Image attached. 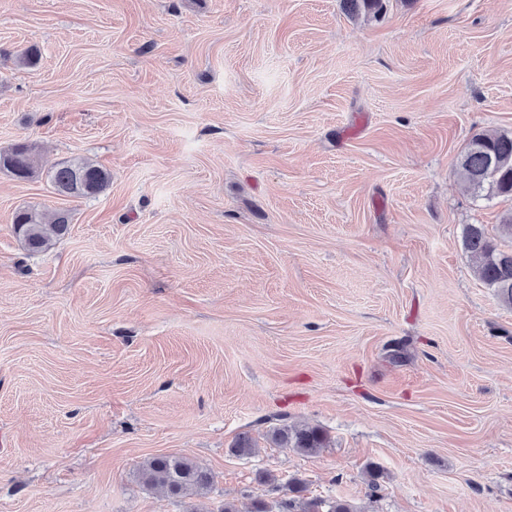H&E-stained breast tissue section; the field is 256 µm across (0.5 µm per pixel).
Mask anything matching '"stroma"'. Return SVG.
<instances>
[{
  "label": "stroma",
  "mask_w": 512,
  "mask_h": 512,
  "mask_svg": "<svg viewBox=\"0 0 512 512\" xmlns=\"http://www.w3.org/2000/svg\"><path fill=\"white\" fill-rule=\"evenodd\" d=\"M385 5L0 0V150L42 169L0 172V512H277L294 478L353 512H512V307L463 245L507 203L455 175L512 132V0ZM79 157L97 197L45 175ZM24 207L68 234L29 255ZM167 454L206 496L142 483ZM0 170H5L19 180H27L36 173L33 149L27 143L14 144L9 150L0 151ZM59 193L76 198L95 197L110 183L111 174L102 166L85 159L65 162L49 175ZM273 440L282 448H294L304 454H316L324 447L323 433L314 428L291 431L288 428L277 429Z\"/></svg>",
  "instance_id": "stroma-1"
}]
</instances>
